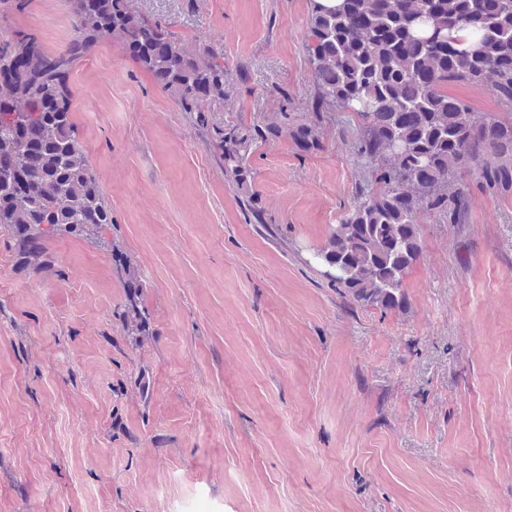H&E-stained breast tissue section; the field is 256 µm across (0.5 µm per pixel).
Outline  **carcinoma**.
<instances>
[{
	"instance_id": "cac0c4a2",
	"label": "carcinoma",
	"mask_w": 512,
	"mask_h": 512,
	"mask_svg": "<svg viewBox=\"0 0 512 512\" xmlns=\"http://www.w3.org/2000/svg\"><path fill=\"white\" fill-rule=\"evenodd\" d=\"M73 35L60 51L19 31L0 43V230L17 246V264L52 265L48 242H97L112 208L73 119L67 76L100 42L120 43L217 150L224 174L257 220L248 159L260 140L286 133L303 150L320 146L326 109L348 113L353 149L370 182L315 256L334 287L363 306L404 303L405 270L420 248L416 213L464 224L472 198L462 174L493 191L512 190V116L473 112L445 87L487 86L512 110V0H342L311 8L308 62L316 98L311 117L225 119L230 69L212 48L172 36L145 20L135 0H64ZM474 44L461 49L460 33ZM112 258L125 288L129 334L146 333L142 283L117 246Z\"/></svg>"
}]
</instances>
